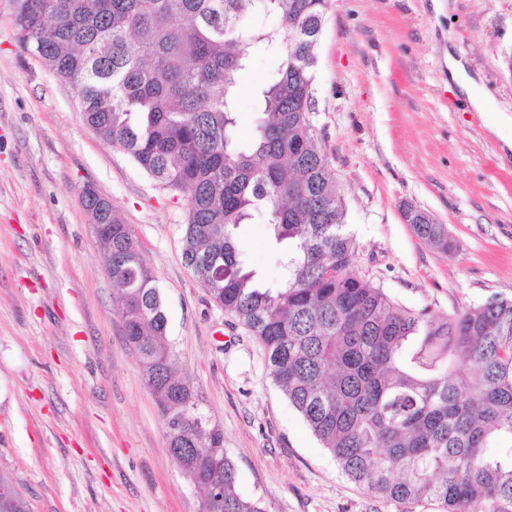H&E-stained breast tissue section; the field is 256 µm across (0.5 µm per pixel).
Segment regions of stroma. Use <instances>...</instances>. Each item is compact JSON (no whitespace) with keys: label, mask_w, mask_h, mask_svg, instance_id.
Returning a JSON list of instances; mask_svg holds the SVG:
<instances>
[{"label":"stroma","mask_w":512,"mask_h":512,"mask_svg":"<svg viewBox=\"0 0 512 512\" xmlns=\"http://www.w3.org/2000/svg\"><path fill=\"white\" fill-rule=\"evenodd\" d=\"M0 0V476L30 512H198L127 344L106 253L81 204L109 198L160 291L177 368L224 434L238 487L268 512H437L348 480L273 384L261 345L216 306L182 259V194L162 187L85 122L73 90L22 52ZM461 57L493 97L473 111L448 86ZM281 62L258 51L239 77L237 119ZM312 120L335 168L355 270L431 316L512 298V152L493 133L512 114V0H328ZM457 243H423L403 205ZM258 281L283 247L264 215L239 225Z\"/></svg>","instance_id":"stroma-1"}]
</instances>
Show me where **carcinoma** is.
Here are the masks:
<instances>
[{
    "instance_id": "obj_1",
    "label": "carcinoma",
    "mask_w": 512,
    "mask_h": 512,
    "mask_svg": "<svg viewBox=\"0 0 512 512\" xmlns=\"http://www.w3.org/2000/svg\"><path fill=\"white\" fill-rule=\"evenodd\" d=\"M328 0H13L20 48L78 97L88 126L184 195L182 258L263 345L273 383L354 483L441 512H512V299L444 318L407 308L354 271L356 244L315 133L316 49ZM259 10L270 29H246ZM282 54L258 96L252 140L237 132L235 88L254 50ZM82 205L112 255L125 339L164 422L175 463L222 493L209 512H266L243 496L221 433L178 352L154 277L112 203ZM262 210L288 241L264 287L234 230ZM416 236L451 253L431 214Z\"/></svg>"
}]
</instances>
